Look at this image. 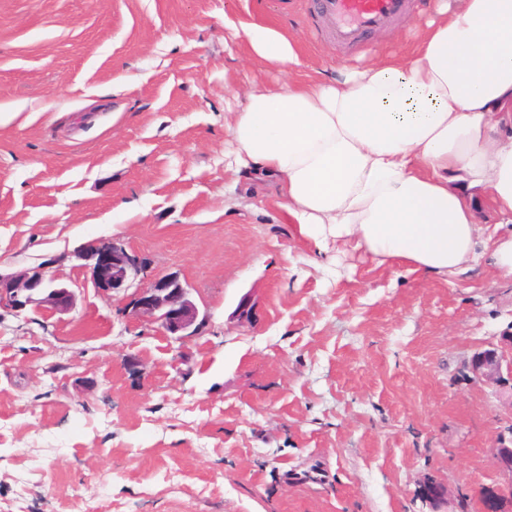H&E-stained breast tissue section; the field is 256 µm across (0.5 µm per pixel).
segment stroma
<instances>
[{
	"instance_id": "1",
	"label": "stroma",
	"mask_w": 512,
	"mask_h": 512,
	"mask_svg": "<svg viewBox=\"0 0 512 512\" xmlns=\"http://www.w3.org/2000/svg\"><path fill=\"white\" fill-rule=\"evenodd\" d=\"M432 3L344 48L309 0H0V271L76 283L72 314L0 319V512H427L428 477L480 512L512 407L463 367L512 322V275L330 263L274 180L224 168L237 94L286 79L225 20L313 76L405 57ZM94 238L186 280L203 336L122 320L72 256Z\"/></svg>"
}]
</instances>
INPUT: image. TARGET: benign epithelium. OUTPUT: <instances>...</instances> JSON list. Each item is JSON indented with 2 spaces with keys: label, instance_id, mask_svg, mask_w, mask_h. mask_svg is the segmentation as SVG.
<instances>
[{
  "label": "benign epithelium",
  "instance_id": "obj_1",
  "mask_svg": "<svg viewBox=\"0 0 512 512\" xmlns=\"http://www.w3.org/2000/svg\"><path fill=\"white\" fill-rule=\"evenodd\" d=\"M73 257L79 269L90 273L95 288L123 294L118 313L122 319L155 324L160 335L181 346L203 333L208 315L200 313L191 289L178 274L153 273L148 259L114 239L87 241ZM75 304V289L50 270L47 262L0 272V315L19 316L29 308L64 315L71 313ZM465 368L467 378L491 386L512 408V322L500 331L496 341L476 351ZM493 460L504 481L481 488L483 512H512V423L498 434ZM418 498L430 512H441L440 505L459 503L463 494L456 495L428 478L420 484Z\"/></svg>",
  "mask_w": 512,
  "mask_h": 512
}]
</instances>
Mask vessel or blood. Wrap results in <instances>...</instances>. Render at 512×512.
Instances as JSON below:
<instances>
[{"label": "vessel or blood", "instance_id": "1", "mask_svg": "<svg viewBox=\"0 0 512 512\" xmlns=\"http://www.w3.org/2000/svg\"><path fill=\"white\" fill-rule=\"evenodd\" d=\"M314 12L335 20L332 36L351 46L362 36L407 15L412 0H312Z\"/></svg>", "mask_w": 512, "mask_h": 512}]
</instances>
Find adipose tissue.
Returning <instances> with one entry per match:
<instances>
[{"label":"adipose tissue","instance_id":"obj_1","mask_svg":"<svg viewBox=\"0 0 512 512\" xmlns=\"http://www.w3.org/2000/svg\"><path fill=\"white\" fill-rule=\"evenodd\" d=\"M225 26L289 74L245 93L226 166L276 178L299 237L441 277L481 265L477 205L512 224V0H442L413 60L331 80L300 79L284 33Z\"/></svg>","mask_w":512,"mask_h":512}]
</instances>
